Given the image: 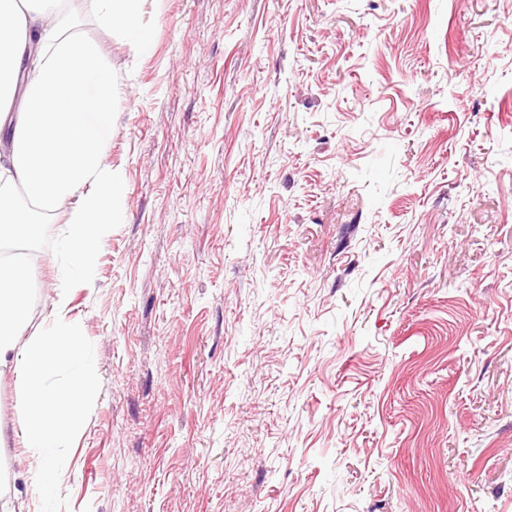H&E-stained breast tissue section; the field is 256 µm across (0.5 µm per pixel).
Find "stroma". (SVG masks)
Returning a JSON list of instances; mask_svg holds the SVG:
<instances>
[{
	"instance_id": "1",
	"label": "stroma",
	"mask_w": 512,
	"mask_h": 512,
	"mask_svg": "<svg viewBox=\"0 0 512 512\" xmlns=\"http://www.w3.org/2000/svg\"><path fill=\"white\" fill-rule=\"evenodd\" d=\"M69 318L100 378L5 512H512V0H144ZM68 209L34 247L53 318Z\"/></svg>"
}]
</instances>
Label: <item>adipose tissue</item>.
I'll list each match as a JSON object with an SVG mask.
<instances>
[{
  "instance_id": "ef3b65f1",
  "label": "adipose tissue",
  "mask_w": 512,
  "mask_h": 512,
  "mask_svg": "<svg viewBox=\"0 0 512 512\" xmlns=\"http://www.w3.org/2000/svg\"><path fill=\"white\" fill-rule=\"evenodd\" d=\"M100 18L139 39L143 0H98ZM22 96L23 108L10 104ZM113 85L107 62L72 32L60 0H0V248L38 241L42 215L65 207L59 245L65 273L89 277L98 246L112 222V202L123 192L106 161L112 138ZM31 260L0 257V369L16 376L24 419L23 444L40 460L26 483L48 497L53 475L65 470L63 445L96 386L98 370L78 326L70 296L59 288L53 321L28 333Z\"/></svg>"
}]
</instances>
